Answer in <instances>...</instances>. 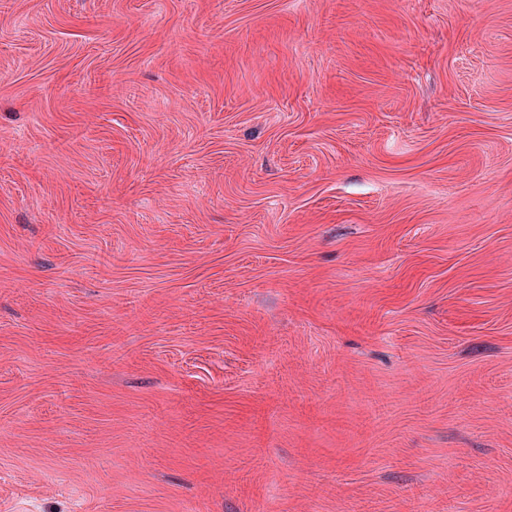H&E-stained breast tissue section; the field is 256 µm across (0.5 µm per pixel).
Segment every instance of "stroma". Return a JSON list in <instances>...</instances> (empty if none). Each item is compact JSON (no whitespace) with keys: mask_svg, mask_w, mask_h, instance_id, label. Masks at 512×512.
<instances>
[{"mask_svg":"<svg viewBox=\"0 0 512 512\" xmlns=\"http://www.w3.org/2000/svg\"><path fill=\"white\" fill-rule=\"evenodd\" d=\"M0 512H512V0H0Z\"/></svg>","mask_w":512,"mask_h":512,"instance_id":"1","label":"stroma"}]
</instances>
